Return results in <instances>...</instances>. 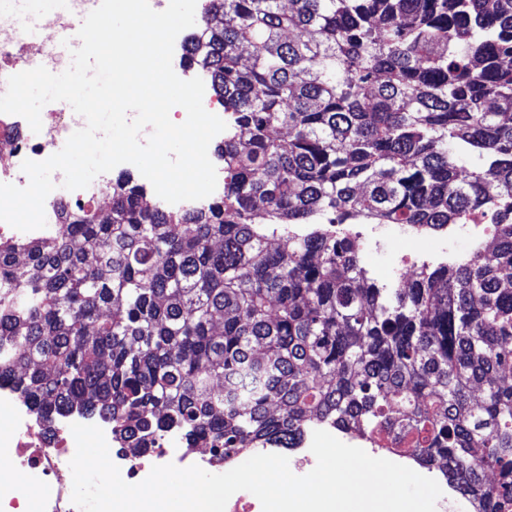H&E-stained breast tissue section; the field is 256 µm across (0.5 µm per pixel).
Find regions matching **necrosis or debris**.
<instances>
[{
    "mask_svg": "<svg viewBox=\"0 0 512 512\" xmlns=\"http://www.w3.org/2000/svg\"><path fill=\"white\" fill-rule=\"evenodd\" d=\"M44 63L43 55L33 53L27 42L17 38L13 21L0 15V93H5L8 77ZM84 123V118L73 112H47L42 116L41 131L33 135L24 118L0 113V183L26 187L28 177L21 168L23 161L47 159L73 128ZM111 187V180L103 175L84 189L65 193L52 191L44 204L47 227L25 234L0 222V241L25 235L33 240L41 239L49 235L51 225L63 223L65 214L74 206L105 199ZM366 231L367 247L379 262L395 269L397 276H405L406 271L397 261L393 245L408 241L406 229L393 224H370ZM2 412L8 414L10 425L8 429H0V501H7L15 512L27 503L28 487L44 484L51 487L52 494L40 502L37 512H79L72 502L73 479L69 462L75 454L76 443L70 429L71 419L61 418L50 424L37 420L30 405L21 401L8 384L0 385ZM109 454L122 478L131 484L143 481L156 465L171 463L180 468L196 465L213 474L224 469L222 458L184 447L177 438L172 439L170 445L139 453L129 447L113 446ZM16 471L25 473L24 483L11 482L10 476Z\"/></svg>",
    "mask_w": 512,
    "mask_h": 512,
    "instance_id": "1",
    "label": "necrosis or debris"
}]
</instances>
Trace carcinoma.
Instances as JSON below:
<instances>
[{
	"mask_svg": "<svg viewBox=\"0 0 512 512\" xmlns=\"http://www.w3.org/2000/svg\"><path fill=\"white\" fill-rule=\"evenodd\" d=\"M183 66L227 128L224 195L0 242V382L43 421L97 416L135 447L176 431L228 460L327 423L387 440L476 512L512 504V0H205ZM490 242L380 288L348 234L436 231L479 213Z\"/></svg>",
	"mask_w": 512,
	"mask_h": 512,
	"instance_id": "cac0c4a2",
	"label": "carcinoma"
}]
</instances>
